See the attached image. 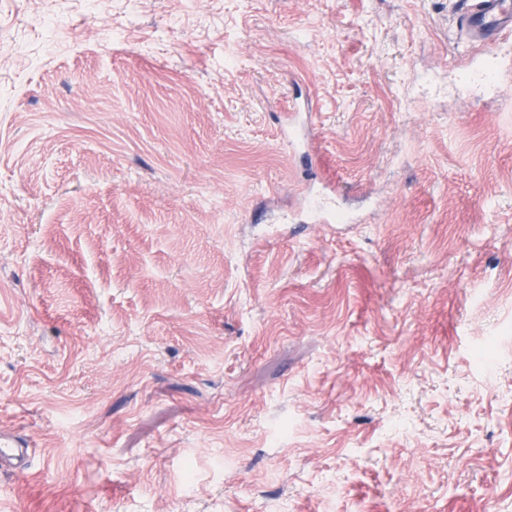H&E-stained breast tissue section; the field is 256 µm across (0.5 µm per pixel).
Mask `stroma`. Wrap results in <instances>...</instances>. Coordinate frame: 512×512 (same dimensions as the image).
Returning <instances> with one entry per match:
<instances>
[{
	"instance_id": "35a3bbf8",
	"label": "stroma",
	"mask_w": 512,
	"mask_h": 512,
	"mask_svg": "<svg viewBox=\"0 0 512 512\" xmlns=\"http://www.w3.org/2000/svg\"><path fill=\"white\" fill-rule=\"evenodd\" d=\"M0 430V512H512V34L0 0ZM28 441L10 432L0 431V464L6 460L14 461L18 467H25L29 462Z\"/></svg>"
}]
</instances>
